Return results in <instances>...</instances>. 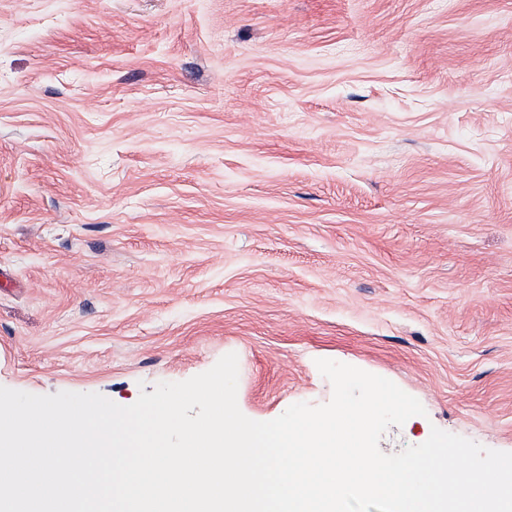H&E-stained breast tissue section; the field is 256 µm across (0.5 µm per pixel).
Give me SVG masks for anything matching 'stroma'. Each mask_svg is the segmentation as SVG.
Segmentation results:
<instances>
[{"mask_svg":"<svg viewBox=\"0 0 512 512\" xmlns=\"http://www.w3.org/2000/svg\"><path fill=\"white\" fill-rule=\"evenodd\" d=\"M0 386L330 359L512 452V0H0Z\"/></svg>","mask_w":512,"mask_h":512,"instance_id":"stroma-1","label":"stroma"}]
</instances>
